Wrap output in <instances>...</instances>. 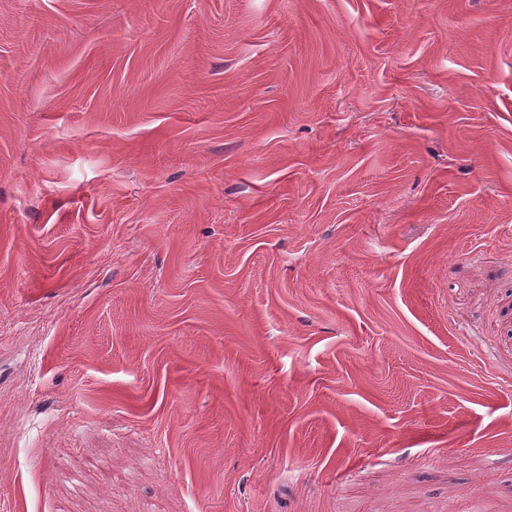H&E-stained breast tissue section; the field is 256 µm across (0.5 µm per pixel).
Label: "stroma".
<instances>
[{
  "label": "stroma",
  "instance_id": "35a3bbf8",
  "mask_svg": "<svg viewBox=\"0 0 512 512\" xmlns=\"http://www.w3.org/2000/svg\"><path fill=\"white\" fill-rule=\"evenodd\" d=\"M0 512H512V0H0Z\"/></svg>",
  "mask_w": 512,
  "mask_h": 512
}]
</instances>
